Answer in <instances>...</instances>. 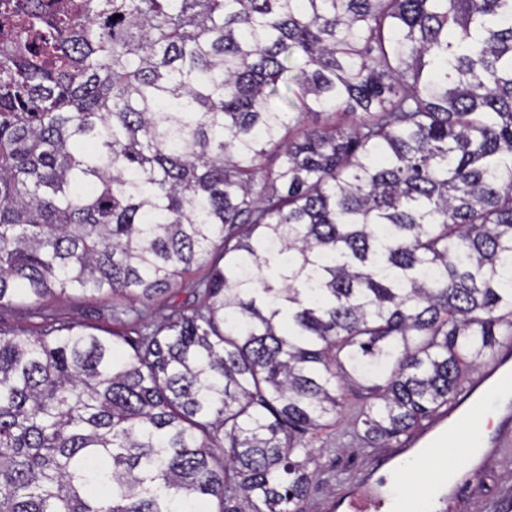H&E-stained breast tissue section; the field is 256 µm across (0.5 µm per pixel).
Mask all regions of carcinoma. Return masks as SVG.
<instances>
[{
  "label": "carcinoma",
  "instance_id": "obj_1",
  "mask_svg": "<svg viewBox=\"0 0 512 512\" xmlns=\"http://www.w3.org/2000/svg\"><path fill=\"white\" fill-rule=\"evenodd\" d=\"M66 295L137 338L0 329V512H306L339 391L512 339V0H0V306Z\"/></svg>",
  "mask_w": 512,
  "mask_h": 512
}]
</instances>
